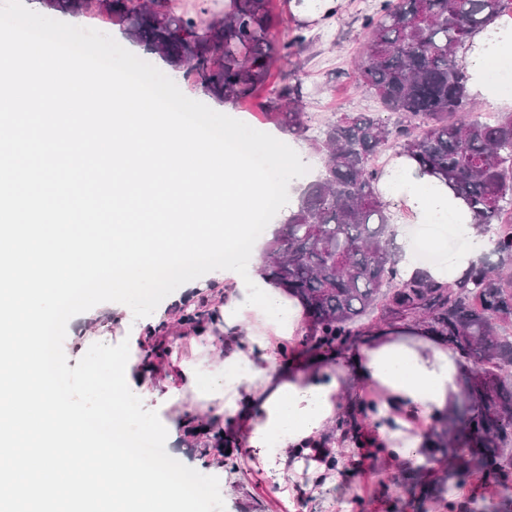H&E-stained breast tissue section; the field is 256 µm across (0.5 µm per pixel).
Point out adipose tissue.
<instances>
[{
	"mask_svg": "<svg viewBox=\"0 0 512 512\" xmlns=\"http://www.w3.org/2000/svg\"><path fill=\"white\" fill-rule=\"evenodd\" d=\"M512 53V28L492 22L475 32L464 60L472 96L490 105L512 106V88L491 74ZM378 188L394 220L396 265L402 279L427 271L438 282L460 278L488 248L466 202L401 154L386 167ZM465 237L464 246L446 251L440 262L422 267L418 247L444 249L448 232ZM224 285V302L204 323L192 327L200 358L171 357L175 382L153 386L137 378L138 392L175 409L159 436L193 435L197 415L223 429L226 440L244 443L268 475L290 470L306 474L310 485L328 487L336 478L328 461L337 449L331 437L344 411L355 413L364 434L359 448L383 454L411 477H432L442 457L441 425L464 399L469 363L450 348L437 328L407 320L374 329L343 349L323 356L284 358L270 337L293 339L305 332L306 310L299 298L267 279L259 258L214 268L208 281L179 288L174 302L199 297L209 281ZM224 334L222 357L207 352ZM373 389L362 398L360 386Z\"/></svg>",
	"mask_w": 512,
	"mask_h": 512,
	"instance_id": "obj_1",
	"label": "adipose tissue"
}]
</instances>
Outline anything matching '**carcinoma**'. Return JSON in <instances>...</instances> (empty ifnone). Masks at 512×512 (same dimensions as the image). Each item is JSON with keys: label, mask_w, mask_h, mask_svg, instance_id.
Masks as SVG:
<instances>
[{"label": "carcinoma", "mask_w": 512, "mask_h": 512, "mask_svg": "<svg viewBox=\"0 0 512 512\" xmlns=\"http://www.w3.org/2000/svg\"><path fill=\"white\" fill-rule=\"evenodd\" d=\"M78 13L90 0H42ZM125 37L181 71L218 103L236 105L265 84L271 60L294 54L299 33L277 44L270 0H230L224 17L203 23L160 10L152 0H97ZM512 11V0H381L364 18L368 40L357 77L380 112L344 113L307 138L325 155L322 171L298 195L295 210L267 244L264 274L294 291L307 310L308 351L346 345L361 321L423 319L476 371L464 386L465 409L447 424L448 473L455 487L471 473L512 499V113L488 121L466 91L458 53L472 35ZM288 133L309 130L303 83L296 74L259 102ZM410 153L442 178L474 212L490 252L462 277L437 284L399 279L391 217L377 184L379 153ZM414 512L427 494L395 481Z\"/></svg>", "instance_id": "carcinoma-1"}]
</instances>
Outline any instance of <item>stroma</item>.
Instances as JSON below:
<instances>
[{"instance_id":"obj_1","label":"stroma","mask_w":512,"mask_h":512,"mask_svg":"<svg viewBox=\"0 0 512 512\" xmlns=\"http://www.w3.org/2000/svg\"><path fill=\"white\" fill-rule=\"evenodd\" d=\"M379 0H343L332 21L304 16L302 0H272L271 8L280 19L272 31L282 43L295 34H304L305 47L290 60L276 59L270 68L268 86H275L286 73H296L307 93V116L311 126L336 118L344 112H366L377 108L375 98L360 87L352 73L366 41L363 18L372 13ZM170 456L201 473L235 466L230 485L221 495L225 512H393L394 503L386 494L397 472L382 458L343 448L337 454L339 482L327 491L313 492L303 487L298 475L266 476L255 469L241 448L205 450L198 442L177 435L167 442Z\"/></svg>"}]
</instances>
